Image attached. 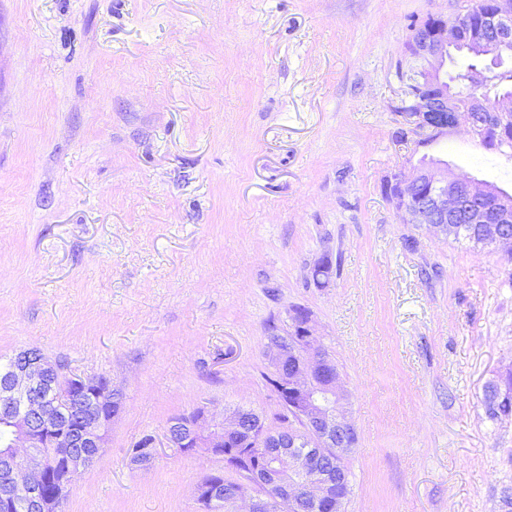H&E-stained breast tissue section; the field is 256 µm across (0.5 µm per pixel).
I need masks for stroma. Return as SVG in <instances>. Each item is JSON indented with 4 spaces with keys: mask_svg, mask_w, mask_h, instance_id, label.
Listing matches in <instances>:
<instances>
[{
    "mask_svg": "<svg viewBox=\"0 0 512 512\" xmlns=\"http://www.w3.org/2000/svg\"><path fill=\"white\" fill-rule=\"evenodd\" d=\"M456 0H0V357L123 394L61 512H197L202 404L274 414L267 327L306 308L351 392L345 512H512V263L404 223L423 156L512 193L464 132L401 140L414 26ZM329 260L314 284L310 269ZM159 446L131 464L144 435Z\"/></svg>",
    "mask_w": 512,
    "mask_h": 512,
    "instance_id": "stroma-1",
    "label": "stroma"
}]
</instances>
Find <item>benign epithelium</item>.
<instances>
[{"label":"benign epithelium","mask_w":512,"mask_h":512,"mask_svg":"<svg viewBox=\"0 0 512 512\" xmlns=\"http://www.w3.org/2000/svg\"><path fill=\"white\" fill-rule=\"evenodd\" d=\"M478 28L512 39V0H489ZM469 40L471 34L443 14L428 16L411 35L407 51L421 63V75L407 84L408 104L401 115L416 142L446 137L461 127L480 142L496 130L498 117L512 112L508 97L499 98L491 110L479 99L462 109L448 93L443 84L448 50ZM383 190L406 223L445 236L454 224H472L484 245L512 255V232L502 228L512 224V210L491 201L489 187L477 179L450 172L445 164L413 167L385 179ZM265 356L274 371L279 426L252 408L218 411L207 405L169 422L170 447L222 458L240 476L233 493L224 480L208 476L197 488L198 506L222 501L225 512H303L309 504H323L328 512H341L339 489L348 486V475L324 465V459L348 455L357 431L348 417L350 393L315 337L310 312L292 313L285 334L270 330ZM121 403L122 393L110 381L66 376L44 353L17 351L0 378V418L9 428L0 444L5 503L24 512H48L56 500L44 489L57 479L39 449H52L72 473H79L106 447Z\"/></svg>","instance_id":"7a95c632"}]
</instances>
